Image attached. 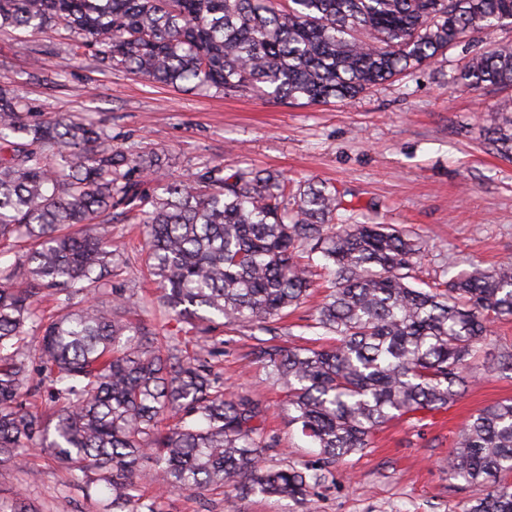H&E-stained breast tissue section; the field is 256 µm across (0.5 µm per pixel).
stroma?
Returning <instances> with one entry per match:
<instances>
[{
  "label": "stroma",
  "instance_id": "1",
  "mask_svg": "<svg viewBox=\"0 0 512 512\" xmlns=\"http://www.w3.org/2000/svg\"><path fill=\"white\" fill-rule=\"evenodd\" d=\"M512 40V24L476 33L428 68L409 71L360 93L323 105L281 103L248 95L181 92L121 70H98L91 59L70 61L66 33L0 32V82L10 84L40 119L71 114L112 130L117 150L155 151L167 167L153 188L185 179L208 163L255 166L293 180L328 182L359 205L358 218L412 230L422 241L420 276L512 262V158L501 157L486 131L512 111V93L456 89L451 79L465 59ZM63 70L62 79H28L33 59ZM112 242L129 265L103 294L137 303L141 324L174 334L186 325L165 313L140 261L141 228L118 223ZM315 302L278 321L271 343L289 346L314 337ZM249 331L202 333L193 351L222 373L231 392H249L272 410L266 432L278 445L271 464L317 465L315 448L289 424L278 404L283 391L251 362ZM512 399V371L478 379L447 409L404 418L377 430L363 452L335 464L314 491L310 508L288 499L242 498L233 491L168 493L161 512H464L469 488L446 469L458 432L485 406ZM0 505L13 512H112L93 476L71 472L47 452L30 450L0 465Z\"/></svg>",
  "mask_w": 512,
  "mask_h": 512
}]
</instances>
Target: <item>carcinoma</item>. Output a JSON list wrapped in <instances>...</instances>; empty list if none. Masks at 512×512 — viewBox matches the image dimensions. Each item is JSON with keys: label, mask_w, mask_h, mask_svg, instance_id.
Segmentation results:
<instances>
[{"label": "carcinoma", "mask_w": 512, "mask_h": 512, "mask_svg": "<svg viewBox=\"0 0 512 512\" xmlns=\"http://www.w3.org/2000/svg\"><path fill=\"white\" fill-rule=\"evenodd\" d=\"M512 21V0H0V30L63 29L73 59L185 91L280 101L350 100ZM453 81L512 87V42L476 53ZM512 157V116L486 132ZM156 154L112 149V131L70 115L34 117L0 84V253L25 243L0 283V463L45 448L109 489L112 512H159L141 501L147 464L163 492H224L309 504L322 468L366 449L389 422L448 407L478 375L512 371L479 344L512 317V263L421 285L418 240L367 224L336 187H295L279 173L209 163L162 193L144 188ZM146 228L144 264L166 306L191 328H267L312 294L329 293L318 346L259 339L250 356L284 390L288 421L319 449L312 471L266 464L270 405L224 392L189 339L129 323L135 302L97 304L124 263L112 222ZM65 310L25 343L38 293ZM60 403L29 410L43 385ZM512 400L475 413L448 459L473 492L465 512H512Z\"/></svg>", "instance_id": "cac0c4a2"}]
</instances>
